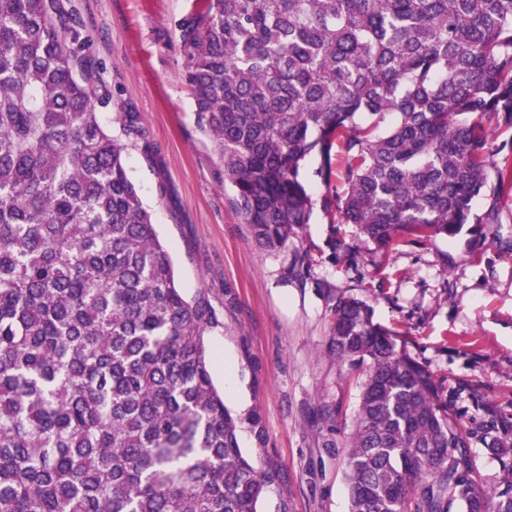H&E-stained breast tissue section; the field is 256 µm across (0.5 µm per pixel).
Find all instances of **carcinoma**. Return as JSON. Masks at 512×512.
<instances>
[{
    "label": "carcinoma",
    "instance_id": "carcinoma-1",
    "mask_svg": "<svg viewBox=\"0 0 512 512\" xmlns=\"http://www.w3.org/2000/svg\"><path fill=\"white\" fill-rule=\"evenodd\" d=\"M201 127L264 250L317 200L305 161L344 144L342 224L389 248L457 237L512 130V0H195L177 24ZM111 95L64 0H0V512H259L281 479L238 441L204 336L100 119ZM392 122L382 126L385 118ZM115 122L131 137L135 113ZM331 348L369 362L351 512H512L490 495L429 371L340 296Z\"/></svg>",
    "mask_w": 512,
    "mask_h": 512
}]
</instances>
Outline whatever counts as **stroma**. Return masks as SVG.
I'll return each mask as SVG.
<instances>
[{"label":"stroma","mask_w":512,"mask_h":512,"mask_svg":"<svg viewBox=\"0 0 512 512\" xmlns=\"http://www.w3.org/2000/svg\"><path fill=\"white\" fill-rule=\"evenodd\" d=\"M194 0H67L66 6L111 93L101 112H135L142 135L128 164L179 287L204 296L220 324L206 341L213 381L240 418L239 445L256 466L277 465L278 486L261 512H350L348 442L363 368L330 349L338 296L366 301L374 319L426 368L469 434L480 485L495 494L512 481V183L489 178L477 213L493 212L486 236L404 235L388 252L315 207L288 248L259 249L224 180V160L202 131L183 80L177 22ZM312 157L302 177L314 198L335 197L346 178L343 145L332 174ZM258 417L264 442L249 422Z\"/></svg>","instance_id":"35a3bbf8"}]
</instances>
